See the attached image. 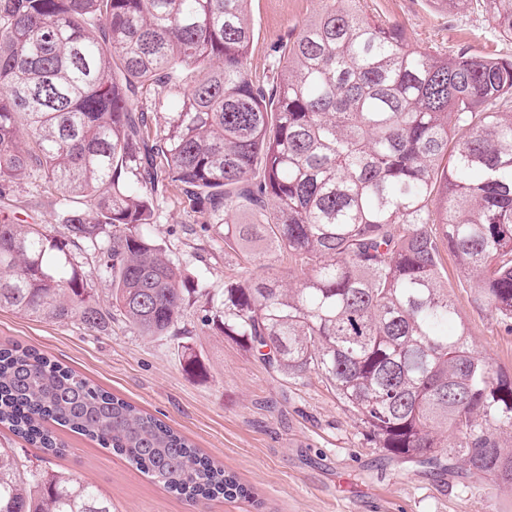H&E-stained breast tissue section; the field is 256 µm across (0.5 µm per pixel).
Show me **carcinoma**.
<instances>
[{"label": "carcinoma", "mask_w": 512, "mask_h": 512, "mask_svg": "<svg viewBox=\"0 0 512 512\" xmlns=\"http://www.w3.org/2000/svg\"><path fill=\"white\" fill-rule=\"evenodd\" d=\"M482 7L512 38V0ZM248 0H0V200L32 172L63 233L0 217V308L124 319L189 336L204 292L150 234L174 195L246 258L269 242L300 268L224 284L202 325L273 370L314 372L380 448L457 460L512 483V376L469 341L442 253L475 301L512 320V58L436 56L359 0H325L266 91L247 69ZM274 212L262 224L237 213ZM96 253L102 306L71 248ZM52 423L199 503L244 498L235 475L166 423L32 347H0V424L47 454ZM0 512H112L97 487L0 448Z\"/></svg>", "instance_id": "obj_1"}]
</instances>
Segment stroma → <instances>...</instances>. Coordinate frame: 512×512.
Here are the masks:
<instances>
[{
    "label": "stroma",
    "instance_id": "stroma-1",
    "mask_svg": "<svg viewBox=\"0 0 512 512\" xmlns=\"http://www.w3.org/2000/svg\"><path fill=\"white\" fill-rule=\"evenodd\" d=\"M322 7V0H251L247 65L256 81L272 82L288 37ZM360 7L368 16L402 26L409 46L420 51L450 55L466 47L512 57V41L477 10L450 12L437 0H361ZM42 191L41 175L31 173L10 198L11 214L53 223L51 212L38 206ZM151 232L169 253L202 274L216 298L226 282L289 272L287 260L273 250L243 261L204 232L200 215L184 210L173 196L161 198ZM443 265L448 293L474 346L494 370L512 374V331L474 301L453 254L444 253ZM201 316L200 304L194 303L183 318L203 357L201 376L187 373L177 339L138 335L119 318L93 331L77 320H34L0 309V345L35 347L161 419L235 473L249 497L195 505L112 449L62 428L56 431L65 446L59 456L45 455L4 426L0 446L19 449L31 464L99 487L111 498L113 512H512V484L460 465L425 470L377 448L321 377L291 378L269 369L236 340L204 327Z\"/></svg>",
    "mask_w": 512,
    "mask_h": 512
}]
</instances>
